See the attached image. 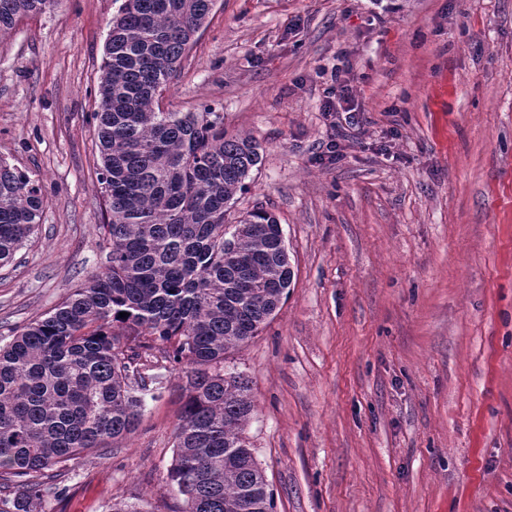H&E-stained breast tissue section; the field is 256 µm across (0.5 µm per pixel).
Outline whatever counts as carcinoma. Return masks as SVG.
Here are the masks:
<instances>
[{
  "label": "carcinoma",
  "instance_id": "cac0c4a2",
  "mask_svg": "<svg viewBox=\"0 0 512 512\" xmlns=\"http://www.w3.org/2000/svg\"><path fill=\"white\" fill-rule=\"evenodd\" d=\"M214 2L122 0L112 16L92 114L110 213L98 227L105 263L0 339V512H37L42 493L66 492L58 478L70 461L132 434L162 384L161 361L186 377L168 472L186 512H273L244 436L249 383L224 369L292 282L271 213L228 223L261 145L226 136L211 108L156 107ZM58 3L0 0V37ZM45 204L40 181L0 158V265L36 233Z\"/></svg>",
  "mask_w": 512,
  "mask_h": 512
}]
</instances>
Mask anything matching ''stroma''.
<instances>
[{"label":"stroma","instance_id":"obj_1","mask_svg":"<svg viewBox=\"0 0 512 512\" xmlns=\"http://www.w3.org/2000/svg\"><path fill=\"white\" fill-rule=\"evenodd\" d=\"M117 9L61 0L0 38V158L46 197L0 266L2 335L104 263L88 115ZM343 72L354 109L325 112ZM159 105L263 148L235 211L276 216L293 280L225 365L274 512H512V0H216ZM163 379L40 512H185Z\"/></svg>","mask_w":512,"mask_h":512}]
</instances>
